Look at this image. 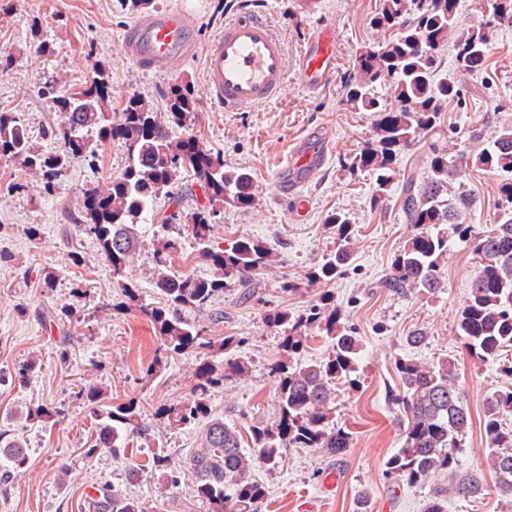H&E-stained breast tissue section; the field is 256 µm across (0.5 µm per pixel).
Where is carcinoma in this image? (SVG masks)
<instances>
[{
  "instance_id": "carcinoma-1",
  "label": "carcinoma",
  "mask_w": 512,
  "mask_h": 512,
  "mask_svg": "<svg viewBox=\"0 0 512 512\" xmlns=\"http://www.w3.org/2000/svg\"><path fill=\"white\" fill-rule=\"evenodd\" d=\"M459 0H379L370 24L384 35L381 49L359 56V78L344 87L345 102L352 109L376 114L375 140L351 162L376 174L372 193L379 201L393 180L397 154L439 127L448 102L458 96L454 83L439 78L442 47L453 44L454 64L462 74L487 69L496 29L512 22V0H489L491 14L477 29L459 25ZM392 83L394 105H381L375 83ZM55 111L65 116L59 135L63 148L46 151L33 142L30 130L16 112H0V156L21 162L41 188L52 193L57 177L73 157L98 159L99 147L124 142L127 161L121 172L103 186L82 193V219L78 227L94 238L112 267V279L124 292L125 307H133L151 323L161 341L163 355L194 350L202 357L196 368L197 383L189 401L169 407L163 414L182 425L203 424L199 447L190 457L192 493L208 512H261L267 500L266 486L251 478L256 464L274 470L291 448H325L337 455L349 447V435L331 424L330 405L335 400L332 384L351 378L360 346L352 328L340 321L336 298L320 296L294 317L285 310H270L266 322L286 327L282 356L271 371L278 378L277 419L256 422L242 430L212 414L208 397L214 389L249 371V361L239 354L243 338H216L207 329L184 317L187 309H205L224 291L250 279L271 265L272 257L262 242L236 241L230 248L214 246L212 229L224 205L247 208L253 204L252 177L224 169V159L203 149L192 137H175L170 126L185 127L195 111L191 89L176 85L168 95L167 109L157 111L148 101L132 96L120 112L112 113V95L106 68L96 66L84 85L60 90L46 86ZM469 157L433 150L424 179L406 182L401 198L404 222L418 229L396 254L392 271L381 287L392 292L433 294L443 287L441 264L448 247L460 241L479 259L480 268L456 321L457 335L470 356L479 362L500 361L512 375V361H503L512 348V124L504 125L494 140L475 157V165L499 176L501 201L495 224L487 231L467 222L473 199L448 194ZM184 172L201 182L206 205L191 214L189 225L195 249L209 260L213 277L200 279L172 269L182 244L165 235L160 225L156 236L154 288L160 295L155 306L140 302L128 284L129 258L140 244L138 223L154 210L158 195L181 180ZM326 226L336 235V251L323 257L309 275V283L326 284L344 273L352 250V224L340 211L327 217ZM316 330L332 346L322 361L293 362ZM224 353V360L213 352ZM400 384L389 393L398 406L403 444L385 462L387 477L410 487L430 484L424 512H447L448 493L474 497L486 490L477 470H462L459 448L471 427V414L454 362L443 358L432 367L397 359ZM92 414L99 420L97 438L87 453L105 449L118 457L129 437L142 434L134 402L103 405V391L94 386L80 389ZM512 413V389L487 396L483 428L489 439L488 465L494 471L497 492L512 497V428L504 416ZM62 415L56 407L37 406L20 413L26 421L47 423ZM0 458L14 470L25 466L22 448L6 432H0ZM99 512H146L138 500L103 494Z\"/></svg>"
}]
</instances>
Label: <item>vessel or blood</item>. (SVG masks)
<instances>
[{
    "label": "vessel or blood",
    "mask_w": 512,
    "mask_h": 512,
    "mask_svg": "<svg viewBox=\"0 0 512 512\" xmlns=\"http://www.w3.org/2000/svg\"><path fill=\"white\" fill-rule=\"evenodd\" d=\"M195 43V26L189 12L159 10L139 18L123 37L124 52L143 71L166 72L189 57ZM303 85L311 90L322 87L336 69V29L317 26L308 36L299 59ZM207 95L224 111L238 112L247 107L279 99L287 78L288 58L283 41L270 21L244 12L224 24V31L213 41L206 59ZM327 133L319 143H298L286 172L276 184L278 192L292 202L297 215H305L308 201L302 189L321 168Z\"/></svg>",
    "instance_id": "1"
}]
</instances>
